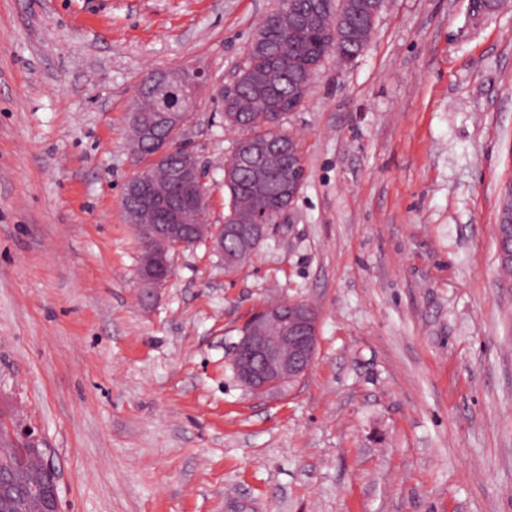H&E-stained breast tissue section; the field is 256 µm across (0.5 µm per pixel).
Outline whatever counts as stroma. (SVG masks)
Here are the masks:
<instances>
[{
  "instance_id": "obj_1",
  "label": "stroma",
  "mask_w": 512,
  "mask_h": 512,
  "mask_svg": "<svg viewBox=\"0 0 512 512\" xmlns=\"http://www.w3.org/2000/svg\"><path fill=\"white\" fill-rule=\"evenodd\" d=\"M278 0H0V422L23 418L61 512H512V0H385L282 119L306 181L228 269L182 251L154 296L122 197L150 70L208 80L185 142L243 133L218 97ZM320 314L314 363L262 396L232 345L271 300Z\"/></svg>"
}]
</instances>
